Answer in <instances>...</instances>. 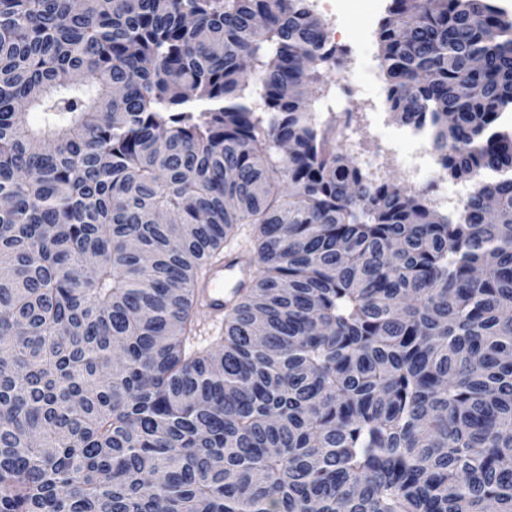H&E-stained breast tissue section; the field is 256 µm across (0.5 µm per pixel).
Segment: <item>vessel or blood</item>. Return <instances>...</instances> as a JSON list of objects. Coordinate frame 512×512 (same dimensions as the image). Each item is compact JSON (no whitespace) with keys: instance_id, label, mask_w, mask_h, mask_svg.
Returning a JSON list of instances; mask_svg holds the SVG:
<instances>
[{"instance_id":"vessel-or-blood-1","label":"vessel or blood","mask_w":512,"mask_h":512,"mask_svg":"<svg viewBox=\"0 0 512 512\" xmlns=\"http://www.w3.org/2000/svg\"><path fill=\"white\" fill-rule=\"evenodd\" d=\"M252 278L253 269L246 264L234 260L210 262L205 279L195 289L196 300L212 318L223 319Z\"/></svg>"}]
</instances>
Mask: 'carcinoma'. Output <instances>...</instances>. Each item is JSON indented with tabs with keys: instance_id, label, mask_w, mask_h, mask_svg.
<instances>
[{
	"instance_id": "carcinoma-1",
	"label": "carcinoma",
	"mask_w": 512,
	"mask_h": 512,
	"mask_svg": "<svg viewBox=\"0 0 512 512\" xmlns=\"http://www.w3.org/2000/svg\"><path fill=\"white\" fill-rule=\"evenodd\" d=\"M386 12L388 110L474 180L452 211L314 116L312 0H0V512H512V19ZM252 278L251 266L234 260L211 261L205 279L195 287L196 300L212 318L224 323V313L236 305ZM224 336V329L221 326L214 325L209 317L203 312V314L199 311L198 315V328L196 339L194 340V344L200 348H207L217 341H219Z\"/></svg>"
}]
</instances>
